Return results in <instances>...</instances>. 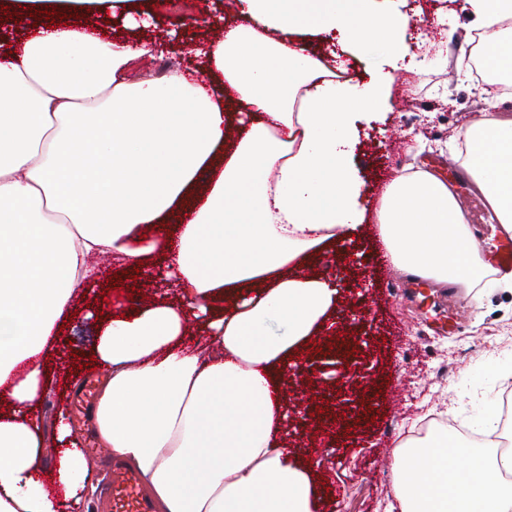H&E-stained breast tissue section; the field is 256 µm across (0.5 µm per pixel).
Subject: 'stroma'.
<instances>
[{
    "label": "stroma",
    "instance_id": "35a3bbf8",
    "mask_svg": "<svg viewBox=\"0 0 512 512\" xmlns=\"http://www.w3.org/2000/svg\"><path fill=\"white\" fill-rule=\"evenodd\" d=\"M375 6L409 16L406 43L419 55L420 66L417 72L402 73L411 91L394 88L386 122L361 129L354 165L372 210L399 174L441 159L456 161L472 121L486 114L512 117V91L490 94L458 67L474 56L471 37L480 30L467 0H376ZM238 11L236 0H147L134 22L118 18L112 26L127 38L174 43L182 49L183 66L192 69L199 63L195 48L219 32L217 19L237 17ZM196 16L205 18L204 26L192 25ZM302 41L312 56L334 53L353 82L369 80L370 64L346 45L324 34L306 35ZM396 130L402 135L397 144L391 141ZM96 262L98 281L86 300L65 311L59 341L45 357L51 389L40 398L37 413L44 421L42 439L51 446L62 423L71 426L82 450L96 440L92 425H71L77 388L68 376L73 364L89 361L102 321L95 296L111 291L109 276L121 273L124 295L136 288L151 299L164 291L179 296L177 286L164 284L162 256H155L149 274L138 278L120 272L112 258L100 255ZM312 270L337 288L338 302L312 352L302 354L288 375V441L315 481L326 486L319 512H388L392 468L374 461L395 447L403 428L432 408L476 434L496 406L507 385L505 375L512 371V288L480 291L463 319L448 317L447 330L435 332L433 319L445 290L435 287L429 296L419 295L413 278L384 259L371 218L353 237L325 249ZM354 331L370 335L373 346L351 361L321 354L324 342ZM395 390L402 397L396 414L390 406Z\"/></svg>",
    "mask_w": 512,
    "mask_h": 512
}]
</instances>
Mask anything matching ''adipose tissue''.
Here are the masks:
<instances>
[{
  "label": "adipose tissue",
  "instance_id": "adipose-tissue-1",
  "mask_svg": "<svg viewBox=\"0 0 512 512\" xmlns=\"http://www.w3.org/2000/svg\"><path fill=\"white\" fill-rule=\"evenodd\" d=\"M239 22L200 49L202 67L132 79L150 55L112 41L94 15L140 0H7L24 35L0 57V512H78L89 470L60 426L46 467L45 349L83 297L97 255L128 270L165 255L182 298L133 316L115 307L93 356L104 383L97 436L135 470L157 512H318L307 468L280 436L290 359L325 327L337 290L304 261L363 223L354 164L361 125L390 111L393 77L352 84L295 34L338 32L361 58L413 70L407 15L371 0H241ZM488 71H512V0H470ZM241 131L225 149L226 103ZM463 164L512 236V119H480ZM384 256L403 273L512 288L467 247L448 184L418 171L385 186ZM151 224L152 236L139 227ZM201 325L205 343L186 335ZM284 334H275L272 323ZM512 448L462 452L448 429L399 438L389 512H512Z\"/></svg>",
  "mask_w": 512,
  "mask_h": 512
}]
</instances>
